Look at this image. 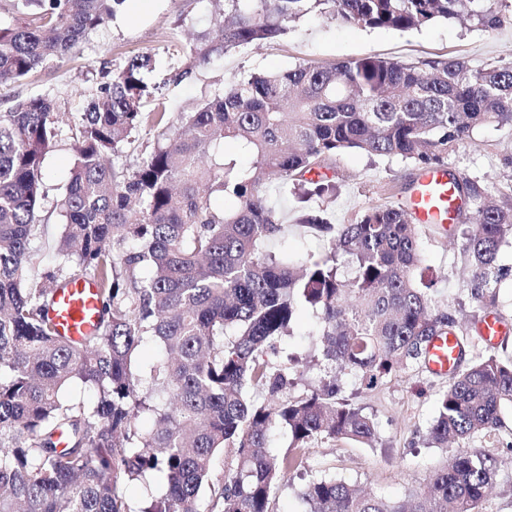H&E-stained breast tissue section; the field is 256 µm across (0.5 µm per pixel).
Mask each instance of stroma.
Segmentation results:
<instances>
[{
    "instance_id": "stroma-1",
    "label": "stroma",
    "mask_w": 512,
    "mask_h": 512,
    "mask_svg": "<svg viewBox=\"0 0 512 512\" xmlns=\"http://www.w3.org/2000/svg\"><path fill=\"white\" fill-rule=\"evenodd\" d=\"M500 18L496 28L476 21H439L412 31L373 29L328 21L307 15L290 23L287 35L260 48H239L218 57L190 80L170 86L165 107L170 116L190 111L212 98L233 80L253 72L279 71L308 62L318 65L379 56L405 61L448 58L465 61L474 69L487 65L512 66V0H492ZM214 0H126L117 18L92 33L80 55L48 61L33 78L0 90V112L14 100L33 94L55 99L61 132L43 161L40 219L42 238L32 243L38 266L53 262L51 245L63 224L59 200L76 154L71 124L85 110L100 83L112 69L142 53L152 54L151 78L163 82L180 65L188 42L211 32L220 19ZM445 165L488 180L492 194H512V124L492 123L476 128L470 140L449 148ZM336 184L333 198L296 201L295 192H273L271 199L282 223L280 237L269 241L268 251L292 261L322 256L329 240L300 225L301 208L319 212L332 224H348L372 205L404 203L417 169L398 158H369L349 151L336 156L328 172ZM423 241L424 280L431 293L456 311L460 324L470 322L476 307L466 286L462 236H449L437 224L420 226ZM319 315L301 308L289 335L279 337L271 358L294 366L296 380L289 397L296 398L321 384L323 371L316 332ZM342 394L362 407L375 421L378 440L318 441L305 449L290 450L287 432L274 428L267 451L275 457L293 453L297 466L289 470L273 502V512H304L299 497L303 485L317 477H336L387 498L403 497L407 490L425 485L430 471L442 465L441 450L426 445V434L437 410V398L447 385L444 376L413 367L393 373L375 386L360 375L342 376ZM503 426L480 435L471 445L498 460V472L484 504L485 512H512V407L502 410Z\"/></svg>"
}]
</instances>
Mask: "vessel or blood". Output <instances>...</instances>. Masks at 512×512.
<instances>
[{"instance_id":"vessel-or-blood-1","label":"vessel or blood","mask_w":512,"mask_h":512,"mask_svg":"<svg viewBox=\"0 0 512 512\" xmlns=\"http://www.w3.org/2000/svg\"><path fill=\"white\" fill-rule=\"evenodd\" d=\"M412 217L421 224H454L460 201L444 167L433 168L418 175L406 202ZM100 300L97 284L83 278L59 289L53 299L50 315L60 336L73 342L90 335L97 324ZM480 334L495 345L512 335V327L493 315L482 324ZM461 351V342L455 335L436 337L429 349L428 366L437 374H452Z\"/></svg>"}]
</instances>
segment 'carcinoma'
Instances as JSON below:
<instances>
[{"instance_id": "1", "label": "carcinoma", "mask_w": 512, "mask_h": 512, "mask_svg": "<svg viewBox=\"0 0 512 512\" xmlns=\"http://www.w3.org/2000/svg\"><path fill=\"white\" fill-rule=\"evenodd\" d=\"M16 23L0 27V88L22 82L55 58L78 52L116 18L125 0H12ZM486 0H224V23L189 44L170 78L178 85L218 56L280 40L288 23L318 13L341 24L408 31L468 18L494 28ZM152 57L112 71L74 121L76 161L61 200L66 218L54 265L29 283L31 243L41 234L44 154L59 132L53 98L36 94L0 112V512H272L293 458L266 451L269 432L288 429L295 448L319 440L370 444L377 426L339 396L336 372L374 386L426 365L432 339L460 332L448 307L416 285L418 224L400 205H374L350 224L302 213L299 223L330 238L317 259L284 262L259 252L281 231L272 186L323 197L322 172L336 155L399 157L422 170L490 122H512V66L472 69L460 60L366 57L328 66L301 63L251 73L195 111L172 119L146 112L163 99L151 83ZM149 125L157 145L129 168L118 154ZM238 142L241 168L211 158ZM466 225L463 255L479 322L497 305V253L512 237V198L448 172ZM220 193L236 207H211ZM348 257L351 274L341 271ZM150 270L143 278L140 271ZM99 286L96 331L74 343L49 316L55 292L77 278ZM301 306L320 312L322 361L330 375L315 391L288 398L290 367L266 358L290 333ZM151 338L163 351L149 372L135 359ZM79 384L90 403L65 396ZM260 388L258 402L249 390ZM512 406V359L487 354L459 366L438 397L427 435L453 450L426 489L400 499L335 478L310 481L306 512H483L498 461L474 437L502 427ZM153 428L140 425L142 417ZM235 465L214 478L217 457ZM156 479L165 493L132 510L124 488Z\"/></svg>"}]
</instances>
